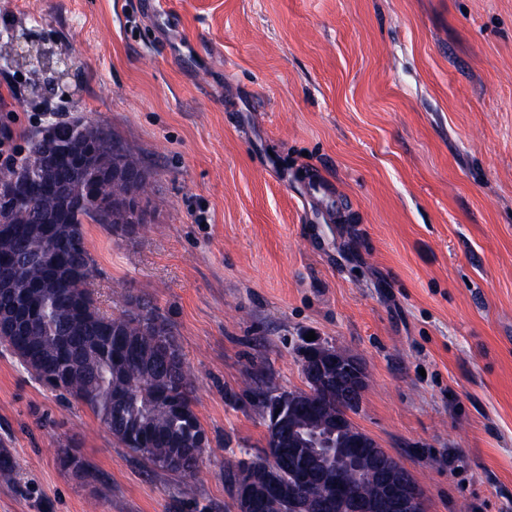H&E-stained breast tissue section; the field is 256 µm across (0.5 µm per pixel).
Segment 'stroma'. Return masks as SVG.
I'll use <instances>...</instances> for the list:
<instances>
[{
    "label": "stroma",
    "mask_w": 512,
    "mask_h": 512,
    "mask_svg": "<svg viewBox=\"0 0 512 512\" xmlns=\"http://www.w3.org/2000/svg\"><path fill=\"white\" fill-rule=\"evenodd\" d=\"M12 31L69 62L34 90L0 61L18 153L84 120L149 173L137 237L86 225L88 289L157 301L209 446L192 482L153 469L0 347V512H233L311 332L427 512H512V0H0ZM59 457L61 465L68 471H71L76 478L83 481L95 479L94 471L81 457L73 455L67 450L62 451Z\"/></svg>",
    "instance_id": "obj_1"
}]
</instances>
